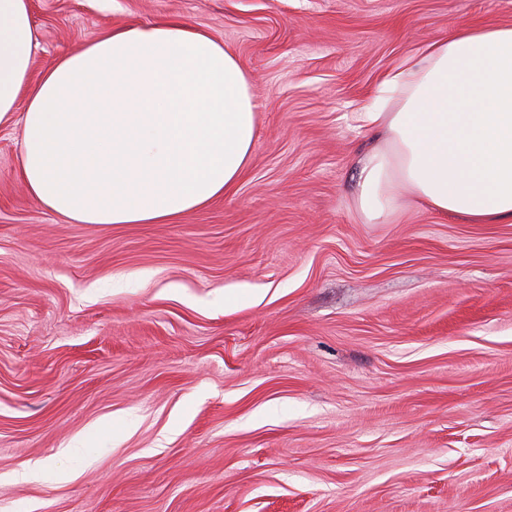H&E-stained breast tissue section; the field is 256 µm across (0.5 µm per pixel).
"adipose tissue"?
<instances>
[{"label": "adipose tissue", "mask_w": 512, "mask_h": 512, "mask_svg": "<svg viewBox=\"0 0 512 512\" xmlns=\"http://www.w3.org/2000/svg\"><path fill=\"white\" fill-rule=\"evenodd\" d=\"M30 0H0V125L20 122L30 197L77 224H165L231 193L255 105L236 57L177 16L106 32L39 80ZM374 224L403 194L471 224L512 222V26H458L387 73L360 113Z\"/></svg>", "instance_id": "ef3b65f1"}]
</instances>
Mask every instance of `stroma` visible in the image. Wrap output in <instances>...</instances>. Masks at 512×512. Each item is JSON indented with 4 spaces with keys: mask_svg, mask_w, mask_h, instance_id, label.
<instances>
[{
    "mask_svg": "<svg viewBox=\"0 0 512 512\" xmlns=\"http://www.w3.org/2000/svg\"><path fill=\"white\" fill-rule=\"evenodd\" d=\"M32 9L36 77L111 28L204 29L256 138L203 209L75 224L0 126V512H512V223L370 224L356 196L384 75L453 26H512V0Z\"/></svg>",
    "mask_w": 512,
    "mask_h": 512,
    "instance_id": "1",
    "label": "stroma"
}]
</instances>
